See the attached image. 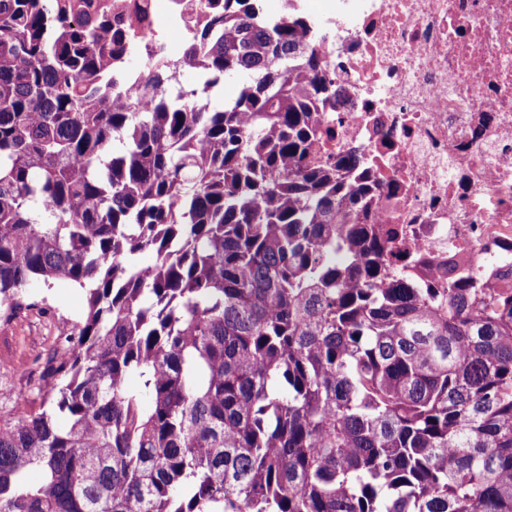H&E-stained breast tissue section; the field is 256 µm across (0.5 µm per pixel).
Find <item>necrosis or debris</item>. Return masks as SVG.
Listing matches in <instances>:
<instances>
[{
  "mask_svg": "<svg viewBox=\"0 0 512 512\" xmlns=\"http://www.w3.org/2000/svg\"><path fill=\"white\" fill-rule=\"evenodd\" d=\"M224 0H112L136 50L181 63ZM316 22L342 90L311 159H370L368 221L392 262L512 268V0H290Z\"/></svg>",
  "mask_w": 512,
  "mask_h": 512,
  "instance_id": "4bbe7bcc",
  "label": "necrosis or debris"
}]
</instances>
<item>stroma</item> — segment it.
<instances>
[{"mask_svg": "<svg viewBox=\"0 0 512 512\" xmlns=\"http://www.w3.org/2000/svg\"><path fill=\"white\" fill-rule=\"evenodd\" d=\"M30 309L0 321V413L24 412L22 397L37 399L50 353L62 350L85 310V292L69 283L27 290Z\"/></svg>", "mask_w": 512, "mask_h": 512, "instance_id": "35a3bbf8", "label": "stroma"}]
</instances>
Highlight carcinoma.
Masks as SVG:
<instances>
[{
    "instance_id": "carcinoma-1",
    "label": "carcinoma",
    "mask_w": 512,
    "mask_h": 512,
    "mask_svg": "<svg viewBox=\"0 0 512 512\" xmlns=\"http://www.w3.org/2000/svg\"><path fill=\"white\" fill-rule=\"evenodd\" d=\"M115 42L110 0H0V319L87 293L0 414V512H512V287L390 266L363 153L309 158L342 90L308 18L224 0L148 108ZM131 52L123 55L116 64V74L123 88L130 94L140 91L142 79L139 75H135L131 69ZM241 79L238 77L228 78L215 87L208 96V103L211 110H223L224 105L236 97Z\"/></svg>"
}]
</instances>
